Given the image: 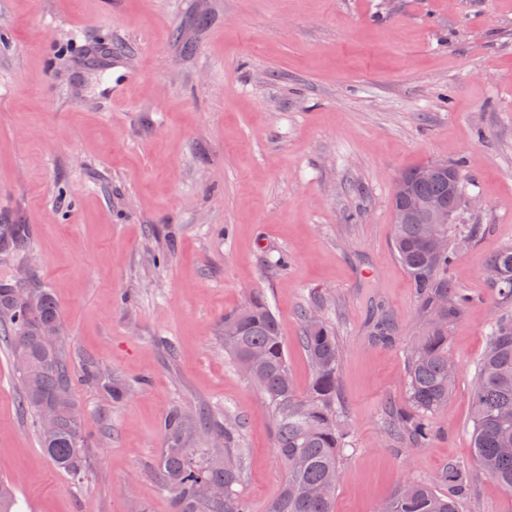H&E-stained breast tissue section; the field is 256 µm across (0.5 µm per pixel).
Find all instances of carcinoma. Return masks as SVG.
<instances>
[{"instance_id":"cac0c4a2","label":"carcinoma","mask_w":512,"mask_h":512,"mask_svg":"<svg viewBox=\"0 0 512 512\" xmlns=\"http://www.w3.org/2000/svg\"><path fill=\"white\" fill-rule=\"evenodd\" d=\"M420 197L448 196V179L419 183ZM430 225L415 215L407 224L394 225V250L407 269L422 319L420 335L410 343L406 359L407 408L390 406V434L412 446L426 445L433 433L432 417L448 404L454 375L449 372L448 330L464 314L470 298L448 280V266L457 257L453 236L448 250L432 252L426 246ZM27 224H0V251L18 254L29 243ZM491 287L504 304L512 303V246L487 263ZM224 351L249 372V380L263 393L273 417L275 448L285 466V478L267 512H333L339 482L338 462L343 433L336 407V373L340 349L334 329L305 317L302 346L312 367L306 393H298L288 368V353L279 322L268 303L256 296L243 308L224 314ZM47 327L63 329L58 304L46 288H30L11 278L0 280V337L9 342L12 360L22 382L25 407L41 425L44 403L53 404L56 429H38L40 446L52 464L73 478L84 476L87 464L85 436L77 420L73 382L67 365L68 345L44 340ZM487 350L478 363L471 390L472 441L476 460L491 479L512 492V310L502 312L489 326ZM28 362H18L20 350ZM85 381L113 399L129 394L130 386L113 382L95 364L84 369ZM166 448L159 458L158 485L169 494L175 512H250L242 484L241 449L236 447L237 423L220 424L173 409L165 419ZM215 433L224 437V455L213 458L195 448L192 435ZM438 481L453 493L435 490V481L400 485L378 512H455L454 494L466 488L463 471L450 465ZM207 482L224 487V497L206 499L199 486ZM13 486L0 480V512H13Z\"/></svg>"}]
</instances>
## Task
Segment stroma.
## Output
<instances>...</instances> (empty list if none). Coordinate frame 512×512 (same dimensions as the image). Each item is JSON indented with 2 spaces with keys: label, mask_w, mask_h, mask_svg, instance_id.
<instances>
[{
  "label": "stroma",
  "mask_w": 512,
  "mask_h": 512,
  "mask_svg": "<svg viewBox=\"0 0 512 512\" xmlns=\"http://www.w3.org/2000/svg\"><path fill=\"white\" fill-rule=\"evenodd\" d=\"M461 164V224L480 234L448 269L472 299L448 334L457 365L437 431L414 448L383 428L404 404L419 330L392 248L394 178ZM0 255L51 290L88 467L40 448L0 341V477L16 512H174L157 485L175 407L241 422V491L266 512L285 473L261 392L225 355V313L262 296L297 391L311 312L335 328L346 432L334 512H376L448 465L457 512H512L478 466L471 389L502 309L484 273L512 246V0H0ZM387 317L393 344L374 325ZM96 362L133 392L84 382ZM30 228L27 224H0V251L18 254L29 243Z\"/></svg>",
  "instance_id": "stroma-1"
}]
</instances>
